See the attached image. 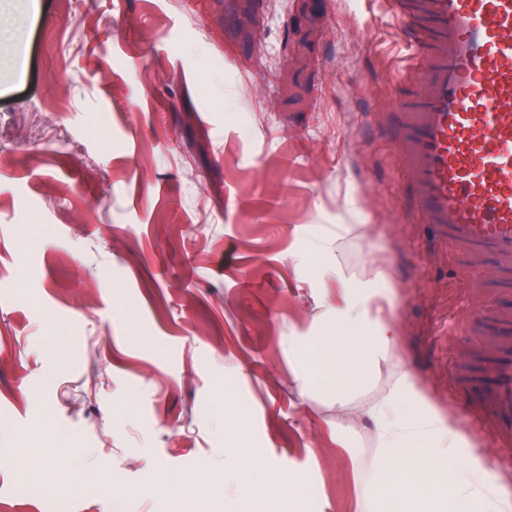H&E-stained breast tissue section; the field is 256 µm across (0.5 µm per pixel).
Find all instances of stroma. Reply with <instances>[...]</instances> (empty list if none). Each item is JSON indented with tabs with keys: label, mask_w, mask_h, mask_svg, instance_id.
I'll list each match as a JSON object with an SVG mask.
<instances>
[{
	"label": "stroma",
	"mask_w": 512,
	"mask_h": 512,
	"mask_svg": "<svg viewBox=\"0 0 512 512\" xmlns=\"http://www.w3.org/2000/svg\"><path fill=\"white\" fill-rule=\"evenodd\" d=\"M40 2L4 4L24 72L0 54V512H225L241 448L319 494L238 512H354L373 391H305L288 339L371 265L398 356L512 500V447L455 380L512 279L407 219L386 106L424 61L386 0ZM245 424L243 409L239 405L235 395L227 386L224 387V429L235 427L242 429Z\"/></svg>",
	"instance_id": "stroma-1"
}]
</instances>
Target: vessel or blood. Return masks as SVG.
<instances>
[{
	"instance_id": "1",
	"label": "vessel or blood",
	"mask_w": 512,
	"mask_h": 512,
	"mask_svg": "<svg viewBox=\"0 0 512 512\" xmlns=\"http://www.w3.org/2000/svg\"><path fill=\"white\" fill-rule=\"evenodd\" d=\"M433 25L427 78L398 101V143L413 215L468 255L512 271V0H412ZM496 345L460 373L494 438L512 446V313L492 317Z\"/></svg>"
}]
</instances>
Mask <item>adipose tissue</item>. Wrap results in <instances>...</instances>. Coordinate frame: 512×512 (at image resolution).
I'll return each mask as SVG.
<instances>
[{"label": "adipose tissue", "instance_id": "obj_1", "mask_svg": "<svg viewBox=\"0 0 512 512\" xmlns=\"http://www.w3.org/2000/svg\"><path fill=\"white\" fill-rule=\"evenodd\" d=\"M295 374L313 390L344 406L350 393L370 384L379 390L364 410L374 427L377 482L364 489L355 512L374 502L378 512H512V502L469 470L455 449V426L435 412L410 369L397 355L381 298L340 279L336 290V330L290 343ZM424 452V469L403 464L406 451ZM278 479L249 452L236 471L225 473L228 488L262 493Z\"/></svg>", "mask_w": 512, "mask_h": 512}]
</instances>
